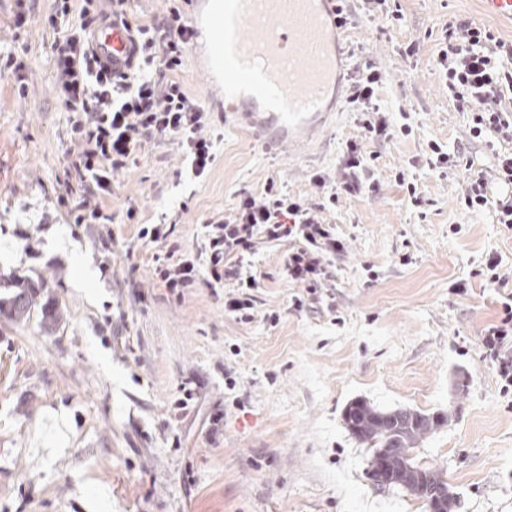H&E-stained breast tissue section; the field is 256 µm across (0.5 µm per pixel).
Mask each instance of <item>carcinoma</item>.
<instances>
[{
  "mask_svg": "<svg viewBox=\"0 0 512 512\" xmlns=\"http://www.w3.org/2000/svg\"><path fill=\"white\" fill-rule=\"evenodd\" d=\"M45 287L43 279L16 278L17 292L0 300V314L11 320H26L36 313L40 325H59L63 316L57 305L49 299L38 300ZM344 421L348 431L373 448V455L384 463L385 486H401L426 503L435 498L438 512H451L455 495L448 482L441 473L418 465L410 456L426 434L447 421L446 416L407 409L384 410L355 402L347 408Z\"/></svg>",
  "mask_w": 512,
  "mask_h": 512,
  "instance_id": "1",
  "label": "carcinoma"
}]
</instances>
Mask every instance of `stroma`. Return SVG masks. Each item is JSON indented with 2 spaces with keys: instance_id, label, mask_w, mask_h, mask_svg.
Returning a JSON list of instances; mask_svg holds the SVG:
<instances>
[{
  "instance_id": "obj_1",
  "label": "stroma",
  "mask_w": 512,
  "mask_h": 512,
  "mask_svg": "<svg viewBox=\"0 0 512 512\" xmlns=\"http://www.w3.org/2000/svg\"><path fill=\"white\" fill-rule=\"evenodd\" d=\"M349 5L347 42L363 52L348 58L332 111L298 139L225 121L207 46L189 49L178 78L221 133L212 169L195 180L177 143L145 147L114 184L107 226L70 223L57 205L81 191L64 176L69 115L47 92L56 35L34 23L14 36L17 2L0 0V49L22 46L33 78L23 99L0 83V277H44L63 312L56 330L0 316V512H428L401 488L373 486V451L343 421L355 400L445 414L415 461L443 474L456 512H512V399L480 343L501 297L478 275L495 251L512 279V229L463 211L465 173L424 160L435 140L491 165L448 98L438 52L449 22L485 24L507 43L512 22L482 15L478 0H387L398 19L374 23L364 0ZM367 62L387 75L377 99L390 123L408 113L412 132L369 143L377 190L327 212L346 252L326 299L295 306L283 245L253 257L264 286L250 323L225 314L223 291L202 283L179 300L153 279L158 249L137 241V224L174 225L173 241L193 247L238 190L260 193L273 178L315 196L312 175L336 173L345 142L362 134L345 105ZM130 206L134 225L123 220ZM86 259L95 280L83 286ZM458 281L467 294L453 291ZM272 311L278 321H265ZM186 384L193 398L176 408Z\"/></svg>"
}]
</instances>
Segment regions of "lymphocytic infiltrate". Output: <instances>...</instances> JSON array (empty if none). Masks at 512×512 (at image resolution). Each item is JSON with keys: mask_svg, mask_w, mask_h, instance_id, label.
I'll return each mask as SVG.
<instances>
[{"mask_svg": "<svg viewBox=\"0 0 512 512\" xmlns=\"http://www.w3.org/2000/svg\"><path fill=\"white\" fill-rule=\"evenodd\" d=\"M125 2L82 0L76 9L70 0H54L48 13L35 16L21 9L14 18L15 29L36 21L57 34L50 92L70 114L71 163L65 174L91 185L81 201L64 195L57 199L76 224L112 222L102 201L111 197L114 177L126 172L146 146L178 141L197 178L215 161L219 132L205 106L192 99L175 76L192 34L189 19L178 7H170L162 18L131 25L133 53L126 71L112 74L98 67L94 33L102 25L125 22ZM438 62L449 99L470 116V135L490 145L504 141L511 148L495 152L492 177L465 152L451 153L436 143L430 146L426 164L443 174L464 168L467 186L460 199L462 208L471 213L493 211L498 223L511 225L512 113L499 105L506 94H512V46L497 41L489 28L476 22L452 21ZM384 79L373 68L352 76L347 101L364 135L346 142L336 181L314 174V183L325 190L318 201L290 195L274 180L266 183L258 197L239 190L229 213L206 219L203 241L195 248L172 242V225H139L138 242L166 250L153 268L163 287L180 298L185 289L207 278L210 287L224 289L225 312L251 322L257 315L255 293L262 286L251 271V258L259 245L285 243L289 250L281 275L304 291L296 298V306L315 298L333 279L335 260L345 251L335 225L326 223L324 215L341 196L364 190L370 172L368 140L395 135L375 96L376 85ZM481 345L501 394L512 395V293L502 303L499 320L482 330Z\"/></svg>", "mask_w": 512, "mask_h": 512, "instance_id": "f902f5d3", "label": "lymphocytic infiltrate"}]
</instances>
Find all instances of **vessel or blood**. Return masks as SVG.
I'll list each match as a JSON object with an SVG mask.
<instances>
[{
  "label": "vessel or blood",
  "mask_w": 512,
  "mask_h": 512,
  "mask_svg": "<svg viewBox=\"0 0 512 512\" xmlns=\"http://www.w3.org/2000/svg\"><path fill=\"white\" fill-rule=\"evenodd\" d=\"M207 20H194L195 33H207L206 71L230 101L239 121L260 110L282 133L319 114L336 82L337 50L333 0H199ZM251 37H244V30ZM98 58L116 72L132 54L128 30L117 23L94 34Z\"/></svg>",
  "instance_id": "b4317fda"
}]
</instances>
